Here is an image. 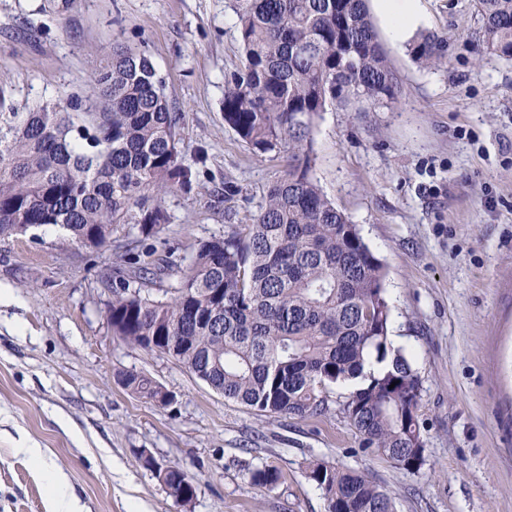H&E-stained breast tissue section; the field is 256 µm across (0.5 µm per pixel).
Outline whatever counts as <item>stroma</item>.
Here are the masks:
<instances>
[{"mask_svg":"<svg viewBox=\"0 0 512 512\" xmlns=\"http://www.w3.org/2000/svg\"><path fill=\"white\" fill-rule=\"evenodd\" d=\"M444 63L425 70L379 41L396 102L326 112L312 127V175L383 263L390 333L421 380L425 463L411 473L365 452L338 413L273 417L223 395L171 357L113 336L109 283L149 246L188 260L230 225L251 223L293 164L254 155L224 122V75L242 50L231 0H0V88L24 112L55 94L89 96L114 47L145 53L166 81L180 156L198 174L163 199L169 222L142 239L118 227L92 252L56 226L0 237V512H54L65 475L82 512H182L141 462L182 470L192 512H327L307 465L367 473L397 512H512V61L478 56L471 0H426ZM238 194L225 197V183ZM148 375L161 406L118 383ZM41 448L44 466L17 453ZM282 479L258 486L249 468Z\"/></svg>","mask_w":512,"mask_h":512,"instance_id":"obj_1","label":"stroma"}]
</instances>
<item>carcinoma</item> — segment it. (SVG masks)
<instances>
[{"label": "carcinoma", "instance_id": "1", "mask_svg": "<svg viewBox=\"0 0 512 512\" xmlns=\"http://www.w3.org/2000/svg\"><path fill=\"white\" fill-rule=\"evenodd\" d=\"M243 49L224 78V122L254 152L306 155L314 121L328 110L395 100L394 77L366 0H233ZM482 26L479 52L512 60V0H472ZM443 39L409 46L425 69L443 64ZM95 103L56 96L27 112H4L0 89V236L41 226L65 229L89 250L111 243L121 224L145 237L162 231L163 196L188 192L196 172L178 150V113L143 53L112 51L92 76ZM137 206L138 215L131 214ZM164 274L176 284L160 290ZM380 260L357 225L326 198L309 161L267 192L251 224L200 244L187 263L156 267L139 258L112 288V335L174 358L224 398L269 416L306 419L331 410L329 387L362 374L370 357L390 366L336 402L361 447L412 473L425 463L418 419L421 382L389 338L391 306ZM123 387L148 399L160 388L119 370ZM307 476L327 512H396L368 475L323 459ZM273 487L278 469L248 470ZM170 495L192 503L197 486L168 472Z\"/></svg>", "mask_w": 512, "mask_h": 512}]
</instances>
